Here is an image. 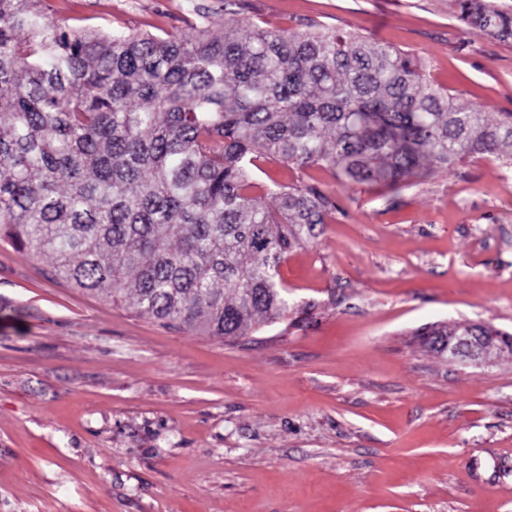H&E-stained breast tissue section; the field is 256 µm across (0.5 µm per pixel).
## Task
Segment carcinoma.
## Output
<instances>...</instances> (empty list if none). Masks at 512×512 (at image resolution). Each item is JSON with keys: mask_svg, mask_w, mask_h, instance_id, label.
Here are the masks:
<instances>
[{"mask_svg": "<svg viewBox=\"0 0 512 512\" xmlns=\"http://www.w3.org/2000/svg\"><path fill=\"white\" fill-rule=\"evenodd\" d=\"M512 39V11L456 0ZM188 37L70 27L45 0H0V242L52 279L189 332L233 339L288 314L284 256L336 211L268 164L396 186L494 155L512 167V112L431 82L410 53L357 31L243 28ZM273 199L270 204L267 199ZM468 323L436 325L425 344ZM266 173L257 172L260 183L273 186V181L280 184H291L296 181L298 173L284 166L270 165L265 167Z\"/></svg>", "mask_w": 512, "mask_h": 512, "instance_id": "carcinoma-1", "label": "carcinoma"}]
</instances>
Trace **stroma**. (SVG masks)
Returning <instances> with one entry per match:
<instances>
[{"instance_id":"obj_1","label":"stroma","mask_w":512,"mask_h":512,"mask_svg":"<svg viewBox=\"0 0 512 512\" xmlns=\"http://www.w3.org/2000/svg\"><path fill=\"white\" fill-rule=\"evenodd\" d=\"M71 26L191 35L224 0H48ZM242 27L355 30L512 112V39L452 0H240ZM340 209L280 264L285 318L234 341L56 284L0 245V512H512V354L450 363L418 330L512 335V169L395 187L307 171ZM473 323H460L455 324L452 327H448L447 325H436L429 329H427L420 336H427L425 339V344L428 348L438 354L445 353L443 349V336H449L453 332H462L467 330ZM440 343V345H438Z\"/></svg>"}]
</instances>
